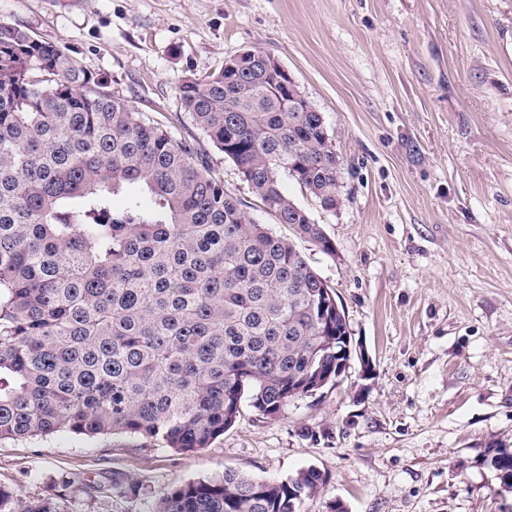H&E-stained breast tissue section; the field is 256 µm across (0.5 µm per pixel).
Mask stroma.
<instances>
[{"mask_svg": "<svg viewBox=\"0 0 512 512\" xmlns=\"http://www.w3.org/2000/svg\"><path fill=\"white\" fill-rule=\"evenodd\" d=\"M0 19L201 149L264 224L177 86L246 50L277 59L342 164L332 213L283 180L334 251L297 248L361 349L338 384L273 420L242 403L192 452L69 431L0 440L1 484L68 512H154L228 469L281 481L314 467L327 482L302 512H512L486 462L512 449V0H0Z\"/></svg>", "mask_w": 512, "mask_h": 512, "instance_id": "1", "label": "stroma"}]
</instances>
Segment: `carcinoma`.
I'll return each mask as SVG.
<instances>
[{"label":"carcinoma","instance_id":"cac0c4a2","mask_svg":"<svg viewBox=\"0 0 512 512\" xmlns=\"http://www.w3.org/2000/svg\"><path fill=\"white\" fill-rule=\"evenodd\" d=\"M267 54L178 85L185 110L276 223L334 253L282 189L325 212L341 162L322 113L277 94ZM58 46L0 21V440L122 434L207 448L242 401L276 418L336 379L350 334L293 241L259 223L207 156L146 122ZM139 184L143 197L116 209ZM486 462L512 492V451ZM327 482L232 470L172 488L156 512H302ZM0 512H63L0 484Z\"/></svg>","mask_w":512,"mask_h":512}]
</instances>
